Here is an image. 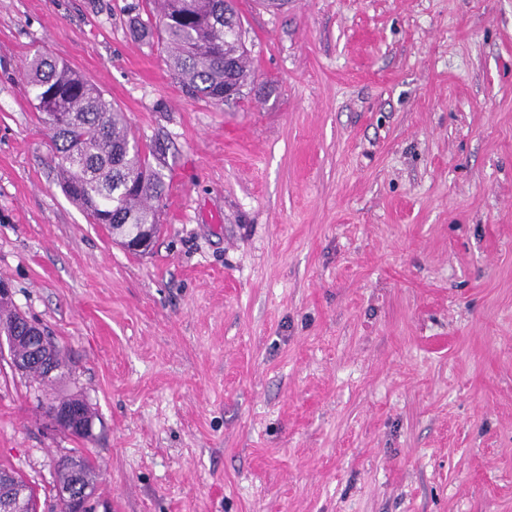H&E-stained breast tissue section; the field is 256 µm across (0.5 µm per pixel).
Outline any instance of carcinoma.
<instances>
[{"instance_id": "carcinoma-1", "label": "carcinoma", "mask_w": 512, "mask_h": 512, "mask_svg": "<svg viewBox=\"0 0 512 512\" xmlns=\"http://www.w3.org/2000/svg\"><path fill=\"white\" fill-rule=\"evenodd\" d=\"M160 30L187 93L224 101V90L240 94L248 77L236 0H153ZM32 105L45 125L50 162L58 168L66 195L81 203L93 224H108L120 241L141 225L158 224L151 201L163 182L147 147L133 136L125 113L79 73L43 53L26 63ZM79 462L84 484L95 491L96 466L76 450L55 462L59 487Z\"/></svg>"}]
</instances>
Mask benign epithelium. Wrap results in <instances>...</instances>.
Instances as JSON below:
<instances>
[{"instance_id":"benign-epithelium-1","label":"benign epithelium","mask_w":512,"mask_h":512,"mask_svg":"<svg viewBox=\"0 0 512 512\" xmlns=\"http://www.w3.org/2000/svg\"><path fill=\"white\" fill-rule=\"evenodd\" d=\"M8 344L10 359L16 370L25 373L32 368L39 369L44 377L50 378L59 370L54 351L47 343L43 328L25 315L14 323L9 333L0 331V346ZM55 426L70 432L92 433L93 420L79 407L57 409L52 416ZM60 497L69 504L70 512H96L94 495L84 486L79 470H73L69 484L60 492ZM25 507V491L0 498V512H22Z\"/></svg>"}]
</instances>
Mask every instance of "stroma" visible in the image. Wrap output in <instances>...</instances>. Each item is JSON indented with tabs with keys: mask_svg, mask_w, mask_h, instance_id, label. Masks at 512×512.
Instances as JSON below:
<instances>
[{
	"mask_svg": "<svg viewBox=\"0 0 512 512\" xmlns=\"http://www.w3.org/2000/svg\"><path fill=\"white\" fill-rule=\"evenodd\" d=\"M250 77L189 95L150 0H0V279L63 350L0 354V464L58 512H512V0L237 2ZM125 112L150 253L59 184L23 65ZM91 437L53 428L68 396ZM74 461H78L81 466L83 480L78 468H75L71 474V467ZM55 467L59 481L57 488L58 511L67 512L66 505L62 501L64 499L69 504L70 512H96L93 495L96 485L95 463L89 457L80 453V451L75 450L72 455L59 458L55 462ZM83 481L87 487L84 486ZM68 482L69 484H67ZM59 487H64L60 492V496ZM89 489L93 494L90 493Z\"/></svg>",
	"mask_w": 512,
	"mask_h": 512,
	"instance_id": "1",
	"label": "stroma"
}]
</instances>
